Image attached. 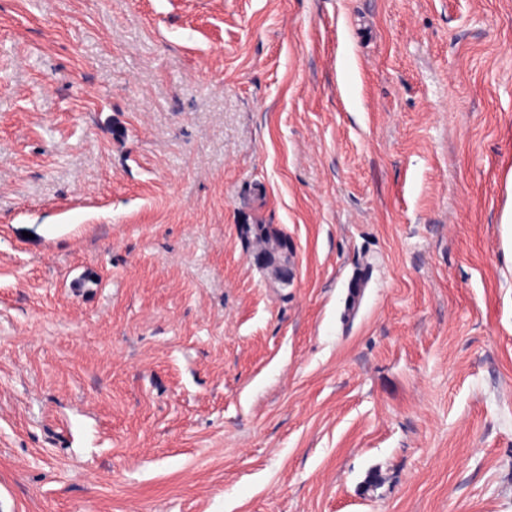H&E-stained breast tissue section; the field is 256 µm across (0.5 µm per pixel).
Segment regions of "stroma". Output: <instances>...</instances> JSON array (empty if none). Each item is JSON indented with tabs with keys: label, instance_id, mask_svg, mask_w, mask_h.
Returning <instances> with one entry per match:
<instances>
[{
	"label": "stroma",
	"instance_id": "obj_1",
	"mask_svg": "<svg viewBox=\"0 0 512 512\" xmlns=\"http://www.w3.org/2000/svg\"><path fill=\"white\" fill-rule=\"evenodd\" d=\"M0 512H512V0H0ZM282 235L271 224H245L242 228L244 243L248 248L253 249L258 264L269 271L274 278H279L283 284H286L288 269L280 261L264 262L267 257L278 256L277 249Z\"/></svg>",
	"mask_w": 512,
	"mask_h": 512
}]
</instances>
